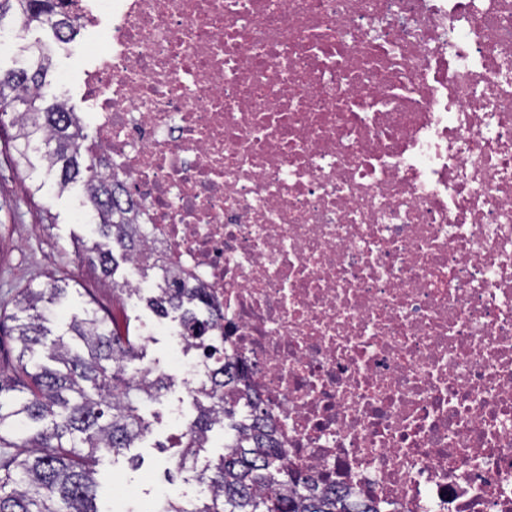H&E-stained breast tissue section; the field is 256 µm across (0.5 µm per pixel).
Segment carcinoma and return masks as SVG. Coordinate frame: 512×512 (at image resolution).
I'll use <instances>...</instances> for the list:
<instances>
[{"mask_svg": "<svg viewBox=\"0 0 512 512\" xmlns=\"http://www.w3.org/2000/svg\"><path fill=\"white\" fill-rule=\"evenodd\" d=\"M66 0H0V26L6 17L23 28L66 25ZM22 72L0 73V113H12L11 147L16 162L33 167L30 153L44 147L47 170L59 169V193L83 183L86 202L97 220L101 243L90 247L103 276L115 274L121 258L132 260L141 242L132 229L131 201L122 198L118 180L105 175L104 157L82 156L80 118L62 101L46 102L44 87L51 59L38 44L25 48ZM153 278L155 295L147 299L158 316L180 315L185 350L209 351L211 332L220 318L203 319L194 309L198 288L167 285L160 261L142 267ZM65 282L55 279L22 288L11 298L7 319L16 343L10 375L0 373V512H99L95 478L99 454L120 456L150 432L139 412L142 399L159 400L172 379L150 366L127 373L128 363L143 358L144 346L133 335L131 318L109 321L95 313L71 314L65 329L52 335L54 309L68 297ZM224 380L203 384L194 404L195 420L178 438L175 469L191 472L210 488L196 512H379L372 503L352 504L348 493L288 466V448L260 400H250L249 418L238 419L226 390L239 381L230 361ZM217 426L231 430L224 452L199 470L196 461Z\"/></svg>", "mask_w": 512, "mask_h": 512, "instance_id": "1", "label": "carcinoma"}]
</instances>
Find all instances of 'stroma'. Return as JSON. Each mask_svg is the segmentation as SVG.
<instances>
[{
	"instance_id": "stroma-1",
	"label": "stroma",
	"mask_w": 512,
	"mask_h": 512,
	"mask_svg": "<svg viewBox=\"0 0 512 512\" xmlns=\"http://www.w3.org/2000/svg\"><path fill=\"white\" fill-rule=\"evenodd\" d=\"M41 43L47 48L52 67L44 88L47 99L67 101L81 118L85 144L96 139L92 110L84 94L85 76L96 63L94 37L90 29L74 30L70 40H57L47 27H34L11 34L0 43V70L15 66L24 46ZM10 124L0 125V299L13 296L16 289L28 284L44 283L57 277L67 278L72 288L68 303L58 308L51 324L60 333L72 311L88 309L101 316L124 313L137 326L148 325L153 334L145 343L143 360L132 362L129 372L143 365L156 366L161 372L177 376L190 358L178 352L175 336L180 331L177 314L160 318L146 306L142 296H116L113 281L133 275L128 264H120L114 279L101 276L92 263L89 245L98 241L99 233L88 207L84 204L81 183H73L68 192L56 195L54 175L44 169L28 174L17 166L14 152L8 147ZM44 181L38 194H31V178ZM52 211L55 223L44 221L45 211ZM180 384H173L161 401L145 400L142 414L151 423V431L138 442L140 464L128 457L103 455L98 464V505L102 512H150L154 502L169 494L171 485L164 473L172 466V443L193 419L191 409L174 413L182 396Z\"/></svg>"
}]
</instances>
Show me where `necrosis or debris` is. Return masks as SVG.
<instances>
[{"instance_id": "4bbe7bcc", "label": "necrosis or debris", "mask_w": 512, "mask_h": 512, "mask_svg": "<svg viewBox=\"0 0 512 512\" xmlns=\"http://www.w3.org/2000/svg\"><path fill=\"white\" fill-rule=\"evenodd\" d=\"M96 151L292 469L512 512V0H71Z\"/></svg>"}]
</instances>
